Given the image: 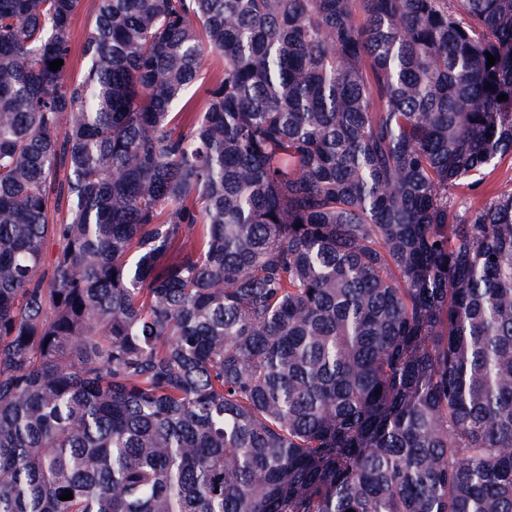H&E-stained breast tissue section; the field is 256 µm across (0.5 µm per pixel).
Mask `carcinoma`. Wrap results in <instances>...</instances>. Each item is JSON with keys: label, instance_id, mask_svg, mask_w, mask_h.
Instances as JSON below:
<instances>
[{"label": "carcinoma", "instance_id": "carcinoma-1", "mask_svg": "<svg viewBox=\"0 0 512 512\" xmlns=\"http://www.w3.org/2000/svg\"><path fill=\"white\" fill-rule=\"evenodd\" d=\"M79 3L0 0V512H512V0H99L68 80ZM224 69V59L220 56H209L205 62L201 79L185 97L183 103L190 97H192L190 108L191 112H198L202 107L203 101V88L204 85L212 82ZM200 84L203 86L200 87ZM509 159H506L501 166L490 174L478 192H471L466 187L456 189V194L465 200L467 206L480 207L490 197L500 193L509 186L510 170L508 171Z\"/></svg>", "mask_w": 512, "mask_h": 512}]
</instances>
